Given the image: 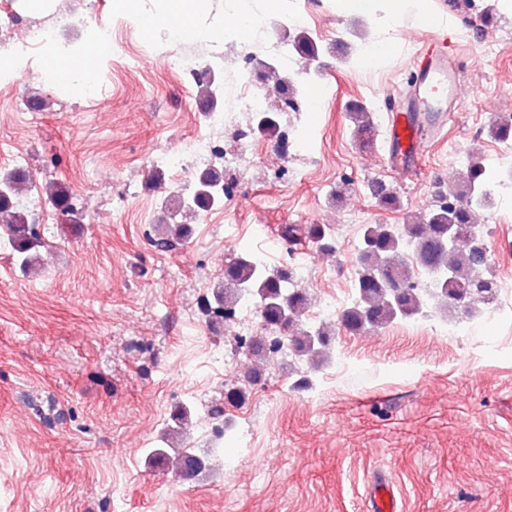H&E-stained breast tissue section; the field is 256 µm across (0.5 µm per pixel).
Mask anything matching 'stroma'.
<instances>
[{"mask_svg": "<svg viewBox=\"0 0 512 512\" xmlns=\"http://www.w3.org/2000/svg\"><path fill=\"white\" fill-rule=\"evenodd\" d=\"M498 2L432 0L451 20L462 95L445 133L426 135L418 166L400 173L373 151L386 145L387 115L405 98L430 30L406 20L395 60L369 65L358 56L377 37L372 23L337 15L331 0H292L290 13L267 16L261 43L214 65L216 85L258 71L301 28L324 51L288 76L301 97L319 85L320 103L292 115L287 157L278 139H260L264 177L240 166L235 194L161 250L147 238L151 222L184 184L147 157L206 124L194 82L165 61L192 54L206 63L222 43L146 33L112 0H53L46 11L0 0L23 25L55 26L60 45L89 43L93 20L112 29L98 100L47 79L39 55L0 79V168L4 150L26 156L28 207L44 220L38 272L23 274L0 247V512H369L379 475L399 512H512V153L489 134L492 113H512V12L500 9L490 28L480 17ZM355 105L372 114V147L353 137ZM471 151L492 173L478 227L498 286L492 304L469 317L430 301L426 316L382 329L337 328L321 368L294 373L275 360L262 393L225 406L237 444L219 469L177 482L151 459L175 405L196 406L192 443L203 448L205 404L247 383V359L229 332L207 326L199 302L229 259L264 247L254 225H331L336 251L315 255L306 291L336 295L346 309L360 248L352 214L409 223L460 183L458 156ZM52 181L84 197L78 223L47 199ZM380 185L397 193V208L379 205ZM338 189L342 199L332 200ZM213 350L234 358L231 370L210 366ZM299 377L308 387H295Z\"/></svg>", "mask_w": 512, "mask_h": 512, "instance_id": "obj_1", "label": "stroma"}]
</instances>
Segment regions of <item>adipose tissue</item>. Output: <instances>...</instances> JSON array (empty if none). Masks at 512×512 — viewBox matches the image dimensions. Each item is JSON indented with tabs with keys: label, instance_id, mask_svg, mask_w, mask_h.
<instances>
[{
	"label": "adipose tissue",
	"instance_id": "1",
	"mask_svg": "<svg viewBox=\"0 0 512 512\" xmlns=\"http://www.w3.org/2000/svg\"><path fill=\"white\" fill-rule=\"evenodd\" d=\"M167 6L161 15H142L138 0H113L114 7L137 17L147 31L166 29L169 35L179 38L208 36L207 28L201 27L199 18L204 13L206 0H166ZM334 8L340 15H360L370 19L383 30H394L402 26L407 16H415L418 24L427 28H437L443 23L441 15L432 10L429 0H333ZM109 45L97 38L83 50L80 59L81 69H68V59L59 54L47 55L44 66L52 75H64L66 83L74 88H82L91 82L98 61L107 55Z\"/></svg>",
	"mask_w": 512,
	"mask_h": 512
}]
</instances>
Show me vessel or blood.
<instances>
[{"label":"vessel or blood","instance_id":"b4317fda","mask_svg":"<svg viewBox=\"0 0 512 512\" xmlns=\"http://www.w3.org/2000/svg\"><path fill=\"white\" fill-rule=\"evenodd\" d=\"M458 94L459 82L448 44L441 36H433L426 63L414 81V101L409 112L395 113L390 118L386 158L392 167H408L422 155V126L443 130L447 122L445 98Z\"/></svg>","mask_w":512,"mask_h":512}]
</instances>
